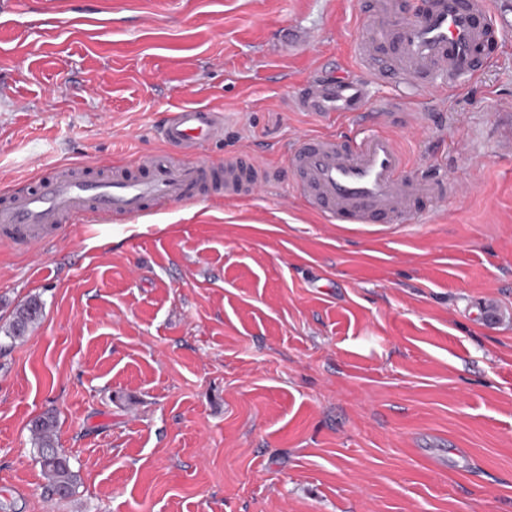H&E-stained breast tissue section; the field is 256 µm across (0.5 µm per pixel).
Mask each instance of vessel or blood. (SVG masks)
<instances>
[{"instance_id":"b4317fda","label":"vessel or blood","mask_w":512,"mask_h":512,"mask_svg":"<svg viewBox=\"0 0 512 512\" xmlns=\"http://www.w3.org/2000/svg\"><path fill=\"white\" fill-rule=\"evenodd\" d=\"M397 0H373L371 36L356 45L365 78L313 81L297 100L306 112L340 105L368 119L363 109L370 88L388 84L404 89L418 83L454 91L482 65L478 50L491 37L488 0H426L422 16L397 18ZM220 113L179 107L160 126L162 138L182 152L140 157L109 176L76 166L18 185L0 194V238L28 244L50 240L61 220L74 224L134 218L146 206L191 203L204 190L227 197L269 187L272 174L256 160L216 166L199 154L202 144L222 136ZM288 164L303 196L329 224H394L422 206L458 195L455 182L411 175L396 140L372 130L362 138L306 135L289 148Z\"/></svg>"}]
</instances>
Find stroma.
I'll return each mask as SVG.
<instances>
[{"mask_svg": "<svg viewBox=\"0 0 512 512\" xmlns=\"http://www.w3.org/2000/svg\"><path fill=\"white\" fill-rule=\"evenodd\" d=\"M368 0H0V187L171 152L181 105L221 110L208 193L52 241L0 240V512H512V12L460 90L381 120L461 195L399 224H327L283 149L355 137L300 111L320 64L359 76ZM43 317L3 333L27 298ZM494 304L495 325L481 308ZM77 476L49 495L30 425Z\"/></svg>", "mask_w": 512, "mask_h": 512, "instance_id": "obj_1", "label": "stroma"}]
</instances>
